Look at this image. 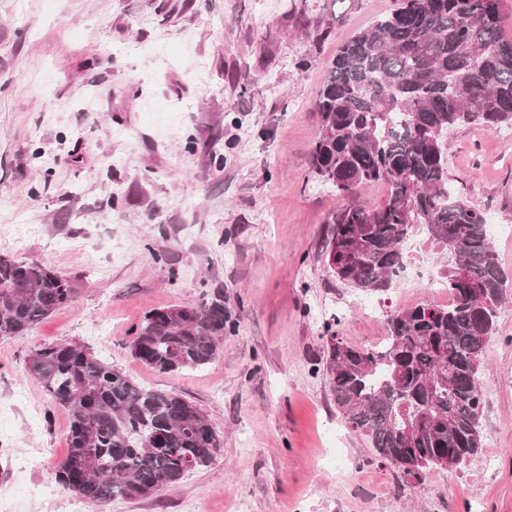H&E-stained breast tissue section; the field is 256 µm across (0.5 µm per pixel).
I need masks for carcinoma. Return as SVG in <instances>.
I'll return each mask as SVG.
<instances>
[{"mask_svg": "<svg viewBox=\"0 0 512 512\" xmlns=\"http://www.w3.org/2000/svg\"><path fill=\"white\" fill-rule=\"evenodd\" d=\"M396 2L343 38L316 98L310 167L343 194L388 186L382 202L349 203L329 220L325 260L339 281L388 290L419 225L454 259L445 273L451 303L390 314L383 349L336 333L326 341L324 370L345 423L419 484L430 468L465 465L483 444L478 371L505 276L484 214L448 189L447 135L462 124L512 126V37L502 33L499 0ZM72 300L65 277L0 253V337L28 332ZM224 322L222 294L155 309L136 329L132 355L162 373L203 367L217 356ZM25 372L69 413L56 479L88 503L151 497L219 452L220 435L197 405L138 385L77 342L33 351Z\"/></svg>", "mask_w": 512, "mask_h": 512, "instance_id": "carcinoma-1", "label": "carcinoma"}]
</instances>
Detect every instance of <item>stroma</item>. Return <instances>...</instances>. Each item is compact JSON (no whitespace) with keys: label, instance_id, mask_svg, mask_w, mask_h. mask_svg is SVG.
Masks as SVG:
<instances>
[{"label":"stroma","instance_id":"obj_1","mask_svg":"<svg viewBox=\"0 0 512 512\" xmlns=\"http://www.w3.org/2000/svg\"><path fill=\"white\" fill-rule=\"evenodd\" d=\"M395 0H0V253L67 278L73 301L0 338V489L12 512H512V139L448 133V186L499 226L504 302L479 369L481 451L422 484L346 428L323 370L326 326L381 345L388 315L433 301L453 263L410 237L427 284L363 293L331 274L313 178L317 94L345 35ZM41 232L17 242L13 227ZM224 295L207 366L131 354L151 310ZM78 342L135 382L184 396L219 430L208 465L153 497L92 506L54 480L69 420L24 360Z\"/></svg>","mask_w":512,"mask_h":512}]
</instances>
